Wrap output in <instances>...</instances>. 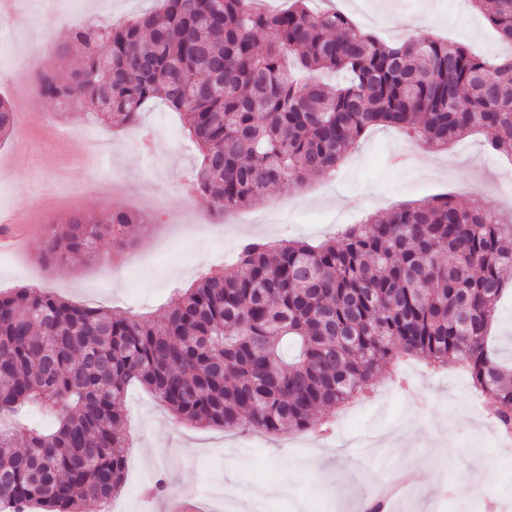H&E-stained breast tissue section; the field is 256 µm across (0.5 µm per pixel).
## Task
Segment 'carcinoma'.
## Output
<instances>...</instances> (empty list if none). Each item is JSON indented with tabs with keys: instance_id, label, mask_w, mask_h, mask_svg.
<instances>
[{
	"instance_id": "carcinoma-1",
	"label": "carcinoma",
	"mask_w": 512,
	"mask_h": 512,
	"mask_svg": "<svg viewBox=\"0 0 512 512\" xmlns=\"http://www.w3.org/2000/svg\"><path fill=\"white\" fill-rule=\"evenodd\" d=\"M307 2L271 12L254 0H162L119 26L72 30L82 65L43 73L40 89L122 127L164 101L199 148L197 195L222 214L333 176L376 126L436 150L481 129L512 158V0H472L511 47L493 62L432 33L386 43ZM330 71L348 81H320ZM13 127L0 97V137ZM144 222L123 209L110 224L74 220L47 236L43 258L51 268L74 254L102 262L104 242ZM507 267L512 222L442 194L317 247L249 239L154 321L28 287L0 294V505L83 512L112 500L128 463L131 385L182 422L299 433L403 356L461 362L512 432V366L488 345ZM36 412L56 425L26 429L20 450Z\"/></svg>"
}]
</instances>
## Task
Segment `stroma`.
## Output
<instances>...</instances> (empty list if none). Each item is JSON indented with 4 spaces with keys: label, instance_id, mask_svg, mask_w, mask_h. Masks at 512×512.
I'll return each instance as SVG.
<instances>
[{
    "label": "stroma",
    "instance_id": "35a3bbf8",
    "mask_svg": "<svg viewBox=\"0 0 512 512\" xmlns=\"http://www.w3.org/2000/svg\"><path fill=\"white\" fill-rule=\"evenodd\" d=\"M158 0H60L56 12L22 9L9 42H0V96L15 111V126L0 142V210H22L34 221L26 251L0 254V292L33 287L73 303L114 313L159 319L175 289L189 287L203 272L223 269L243 243V231L263 227L277 241L313 245L368 216L385 217L400 204L441 194L465 208L495 205L496 191L512 194L508 163L489 152L476 132L437 151L440 174L395 158L416 148L396 130L375 127L343 160L335 177L314 179L295 200V186L223 218L207 203L189 204L180 185L199 159L178 113L160 100L123 129L98 122L88 110L63 109L43 97L37 81L23 82L13 57L28 56L44 71L75 70L77 52L68 36L77 24L128 19L155 8ZM380 40L394 42L422 31L440 33L486 57L501 44L469 0H326ZM68 129L55 137L52 125ZM111 144L102 157L86 154L89 133ZM123 208L146 215L127 231V242L109 247L108 262L71 258L46 272L42 252L50 230L76 218L111 221ZM410 382L400 390L389 376L373 384L370 397L337 410L326 437L313 433L278 436L177 421L140 387L127 391L124 433L132 447L152 449L129 461L112 512H160L169 498L193 493L217 512H252L245 488L286 484L266 498L262 512H364L370 494L401 467L425 466L435 475L432 492L413 497L414 512H512V445L496 442L486 429L489 402L473 406L467 370L453 365L434 371L416 360L398 364ZM238 491L224 502L216 488Z\"/></svg>",
    "mask_w": 512,
    "mask_h": 512
}]
</instances>
